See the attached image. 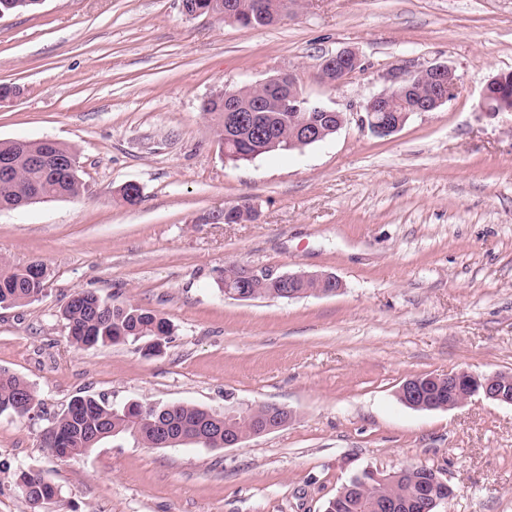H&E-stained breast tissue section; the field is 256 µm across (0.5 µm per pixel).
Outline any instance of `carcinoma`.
<instances>
[{"label":"carcinoma","mask_w":512,"mask_h":512,"mask_svg":"<svg viewBox=\"0 0 512 512\" xmlns=\"http://www.w3.org/2000/svg\"><path fill=\"white\" fill-rule=\"evenodd\" d=\"M214 8L230 7L227 19L245 29L272 26L288 16L285 0H199ZM38 0H0V13L23 12L37 6ZM430 87L426 77L414 78L412 89L400 102H391L383 107L385 112H412L419 106ZM239 101L256 111L261 131L242 123L231 124L225 120L224 97L215 95L208 100L204 111L211 115L221 145L227 147V159L233 163H246L269 153L295 151L290 140L295 137L298 126L304 122L327 130L334 118H326L323 112H292L282 106L283 96L302 93L294 77L285 81L283 91L258 89L253 86L238 88ZM50 152L63 163L76 156L73 147L60 142L0 141V160L10 161L9 176L0 171V205L15 206L21 198L33 191L39 193L41 201L74 198L85 192L77 170L46 171L28 163L34 153ZM226 224H243L254 221L252 207L236 205L222 212ZM32 266H14L0 260V306L27 304L43 295L46 278L38 279L31 272ZM61 315L68 328V342L77 349H92L112 346L129 340L144 341L153 351L167 342L173 327L162 314L132 304L109 303L94 293L80 291L69 296L62 307ZM31 404L40 409L37 390L22 377L0 370V416L24 418L28 411L22 405ZM209 418L207 411L187 402L157 405L142 402L129 409L114 408L103 400L92 396H78L59 413L46 431L62 439V447L56 455L64 460H74L96 447L91 442L119 435H128L148 448L157 447L159 426L168 427L174 445L193 441L201 424ZM434 477L430 469H417L401 479L397 485H365L359 490L351 489L353 481L335 500L332 512H384L382 503L394 500V512H414L413 501L422 484ZM17 485L30 508L38 509L46 499L57 495V488L39 471H23Z\"/></svg>","instance_id":"1"}]
</instances>
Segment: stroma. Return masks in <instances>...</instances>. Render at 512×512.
<instances>
[{
    "instance_id": "stroma-1",
    "label": "stroma",
    "mask_w": 512,
    "mask_h": 512,
    "mask_svg": "<svg viewBox=\"0 0 512 512\" xmlns=\"http://www.w3.org/2000/svg\"><path fill=\"white\" fill-rule=\"evenodd\" d=\"M361 67L328 88L321 59ZM445 62L456 97L380 138L360 121L387 69ZM512 71V0H299L244 29L181 0H41L0 18V140L77 151L81 197L0 209V259L44 266L43 296L0 308V368L41 399L0 416V512H30L16 483L42 472L48 512H324L351 476L427 467L453 491L439 512H512V405L482 397L415 410L408 378L512 373V112H479ZM292 74L344 113L330 139L228 161L203 110L217 91ZM140 188L136 205L114 200ZM248 203L258 220L224 224ZM330 272L333 296L238 299L224 266ZM77 291L155 310L161 350L67 342ZM120 408L272 404L291 419L235 448H146L115 438L64 462L42 431L77 396Z\"/></svg>"
}]
</instances>
